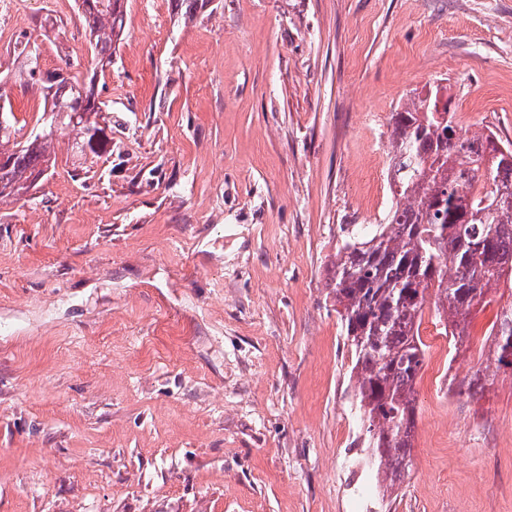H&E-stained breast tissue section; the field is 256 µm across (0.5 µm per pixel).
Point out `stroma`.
<instances>
[{
	"instance_id": "stroma-1",
	"label": "stroma",
	"mask_w": 512,
	"mask_h": 512,
	"mask_svg": "<svg viewBox=\"0 0 512 512\" xmlns=\"http://www.w3.org/2000/svg\"><path fill=\"white\" fill-rule=\"evenodd\" d=\"M0 77L35 125L42 71L89 45L74 0H17ZM95 89L112 150L0 204V512H512V373L433 305L409 476L367 460L329 288L351 224L392 208L389 119L447 86L512 143V0H126ZM57 22L59 34L42 37ZM484 370L476 397L458 386Z\"/></svg>"
}]
</instances>
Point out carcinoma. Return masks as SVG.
<instances>
[{"label": "carcinoma", "mask_w": 512, "mask_h": 512, "mask_svg": "<svg viewBox=\"0 0 512 512\" xmlns=\"http://www.w3.org/2000/svg\"><path fill=\"white\" fill-rule=\"evenodd\" d=\"M94 68L89 81L74 63L42 83L41 132L25 141L13 112L0 114V202L55 168L56 136L71 150L99 157L112 139L85 110L81 87L112 67L125 29L123 0H75ZM440 88L417 93L391 115L392 186L397 195L386 224L347 230L332 262L330 288L354 355L355 396L362 433L387 487L395 489L412 465L416 383L424 365L419 334L429 297L451 336L467 334L472 310L501 280L512 282V147L494 133L464 136L438 107ZM496 369L512 370V309L497 316Z\"/></svg>", "instance_id": "obj_1"}]
</instances>
